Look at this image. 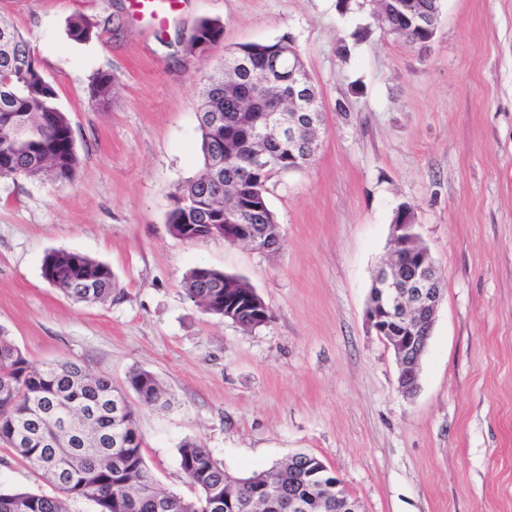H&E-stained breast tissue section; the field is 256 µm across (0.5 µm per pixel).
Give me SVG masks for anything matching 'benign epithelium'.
<instances>
[{
    "instance_id": "7a95c632",
    "label": "benign epithelium",
    "mask_w": 512,
    "mask_h": 512,
    "mask_svg": "<svg viewBox=\"0 0 512 512\" xmlns=\"http://www.w3.org/2000/svg\"><path fill=\"white\" fill-rule=\"evenodd\" d=\"M379 6L376 18L384 32H389L387 17L391 12L410 11L411 0H371ZM257 93L266 104L264 123L257 137L270 134L288 140V148L295 147L298 132L307 127L322 126L323 113L317 101L304 90L302 73L288 68L266 75L257 86ZM417 233L413 224L392 225L393 259L382 265L374 278V287L382 293L380 306H369L367 320L379 336L392 347L405 379L398 385L407 396L413 386H418L420 357L428 337L416 334L417 328H432L438 306L442 300L441 278L433 261L417 256L411 248L416 244ZM245 305L238 304L235 296L224 298V316L239 322L244 307L258 316L266 307L261 296L250 289L243 293ZM336 489V497L325 496L327 507L336 512H361L355 499L342 490V484L326 486L317 482L310 487L306 498L288 500L289 512H306L308 500L317 498L324 489Z\"/></svg>"
}]
</instances>
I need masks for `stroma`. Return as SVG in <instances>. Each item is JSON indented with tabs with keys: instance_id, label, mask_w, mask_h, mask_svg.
Segmentation results:
<instances>
[{
	"instance_id": "stroma-1",
	"label": "stroma",
	"mask_w": 512,
	"mask_h": 512,
	"mask_svg": "<svg viewBox=\"0 0 512 512\" xmlns=\"http://www.w3.org/2000/svg\"><path fill=\"white\" fill-rule=\"evenodd\" d=\"M439 5L431 41L412 45L360 0H183L162 27L132 0H0L79 157L63 184L0 176V328L37 366L117 387L152 371L169 406L128 400L162 488L194 496L177 448L196 439L236 476L316 455L362 512H512V0ZM77 14L89 41L67 35ZM203 18L224 38L198 58L180 37ZM285 35L324 125L310 165L267 183L281 249L172 236L171 197L201 169L204 79L226 50ZM101 71L116 79L104 108L89 98ZM404 206L444 288L410 398L366 318ZM53 250L107 264L122 298L63 295L42 276ZM198 266L244 278L272 321L245 331L203 311L183 289ZM0 491L52 488L0 444Z\"/></svg>"
}]
</instances>
